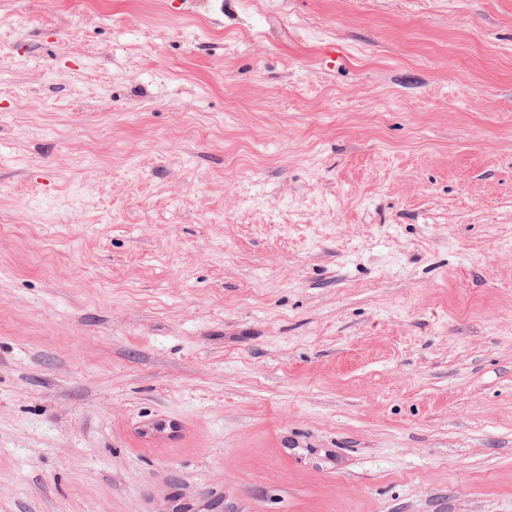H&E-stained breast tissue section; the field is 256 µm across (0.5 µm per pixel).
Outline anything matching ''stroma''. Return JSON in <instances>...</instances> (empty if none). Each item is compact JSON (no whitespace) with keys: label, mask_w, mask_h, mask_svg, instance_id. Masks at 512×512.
<instances>
[{"label":"stroma","mask_w":512,"mask_h":512,"mask_svg":"<svg viewBox=\"0 0 512 512\" xmlns=\"http://www.w3.org/2000/svg\"><path fill=\"white\" fill-rule=\"evenodd\" d=\"M0 512H512V0H0Z\"/></svg>","instance_id":"1"}]
</instances>
